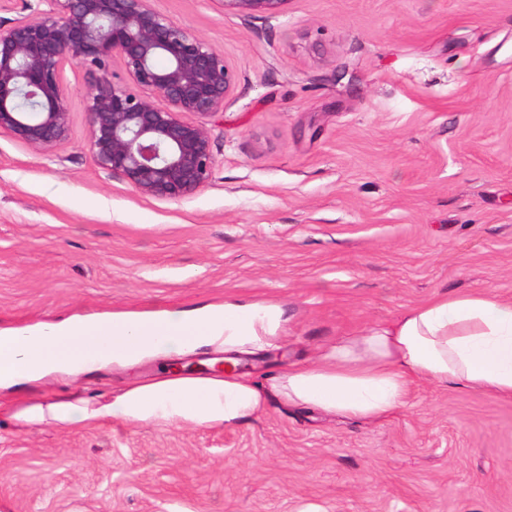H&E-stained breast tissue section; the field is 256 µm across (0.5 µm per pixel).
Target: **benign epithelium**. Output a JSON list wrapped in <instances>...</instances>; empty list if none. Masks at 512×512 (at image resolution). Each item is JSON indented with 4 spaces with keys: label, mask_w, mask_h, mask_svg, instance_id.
<instances>
[{
    "label": "benign epithelium",
    "mask_w": 512,
    "mask_h": 512,
    "mask_svg": "<svg viewBox=\"0 0 512 512\" xmlns=\"http://www.w3.org/2000/svg\"><path fill=\"white\" fill-rule=\"evenodd\" d=\"M0 24V134L39 153L70 127L67 65L90 75L87 146L95 164L138 194L179 202L215 166L205 120L238 84L224 53L159 12L152 0H43ZM223 11L272 18L288 0H217ZM119 61L123 75L110 71ZM195 119L188 120L186 116Z\"/></svg>",
    "instance_id": "benign-epithelium-1"
}]
</instances>
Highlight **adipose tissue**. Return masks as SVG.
Listing matches in <instances>:
<instances>
[{
	"mask_svg": "<svg viewBox=\"0 0 512 512\" xmlns=\"http://www.w3.org/2000/svg\"><path fill=\"white\" fill-rule=\"evenodd\" d=\"M285 324L277 305L228 299L191 310L113 312L0 328V391L53 375L74 381L111 363L169 359L190 347L243 353L266 346ZM418 380L512 398V300L487 292L434 296L326 347L310 364L289 366L266 385L233 367L209 377L172 372L130 384L99 407L80 400L18 410L7 399L0 414L12 422L55 421L72 428L107 418L233 427L263 413L273 392L290 404L371 421L404 405Z\"/></svg>",
	"mask_w": 512,
	"mask_h": 512,
	"instance_id": "ef3b65f1",
	"label": "adipose tissue"
}]
</instances>
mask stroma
<instances>
[{"label": "stroma", "instance_id": "stroma-1", "mask_svg": "<svg viewBox=\"0 0 512 512\" xmlns=\"http://www.w3.org/2000/svg\"><path fill=\"white\" fill-rule=\"evenodd\" d=\"M239 81L208 119L194 197L135 193L70 131L40 154L0 135V326L73 314L279 305L265 379L438 294L512 298V0H288L247 18L153 0ZM160 360L28 402L108 401ZM0 512H512V399L422 381L358 422L268 398L232 427L0 421Z\"/></svg>", "mask_w": 512, "mask_h": 512}]
</instances>
